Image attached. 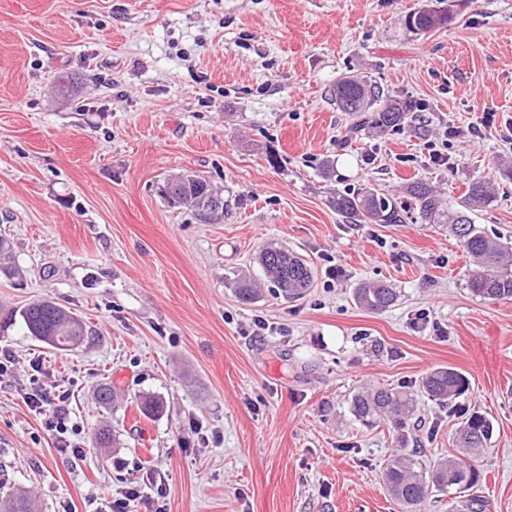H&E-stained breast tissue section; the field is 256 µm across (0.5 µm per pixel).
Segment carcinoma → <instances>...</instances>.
Returning <instances> with one entry per match:
<instances>
[{
    "label": "carcinoma",
    "mask_w": 512,
    "mask_h": 512,
    "mask_svg": "<svg viewBox=\"0 0 512 512\" xmlns=\"http://www.w3.org/2000/svg\"><path fill=\"white\" fill-rule=\"evenodd\" d=\"M448 23V13L428 5L405 16L407 31L422 35ZM337 108L352 115L347 137L366 127L401 129L412 121L411 105L358 75L341 77L332 90ZM179 196L162 188L170 204L195 212L203 221L215 220L224 212H209L203 197L214 192L211 184L193 175L175 183ZM405 199L366 185L338 191L328 203L351 224H400L409 211L417 213L424 224H448L462 242L473 268L466 286L473 295L498 300H512V242H502L488 235L472 222L468 213L486 207L495 199L492 184L483 179L472 180L466 193L452 208L442 201L430 183L414 180L404 188ZM259 263L278 294L287 300L301 297L311 286L314 273L297 253L286 247L266 246L259 253ZM0 276L22 280L23 270L16 264L12 243L0 236ZM356 303L372 312H383L398 301L396 289L380 282L362 283L353 291ZM30 335L60 350L79 346L86 335L83 321L71 311L50 299L34 301L18 311ZM464 375L451 368H438L426 374L419 390L442 405H451L466 390ZM356 419L365 423L384 421L395 434L397 443L409 451L396 456L385 469L384 483L389 495L402 512H420L430 490L441 493L464 492L477 486L482 478L479 458L493 433V424L485 415L474 411L466 416L458 429L459 454L434 462L431 470L423 467L422 442L411 436L416 412V398L411 389H362L350 401ZM414 447H409V443ZM0 512H40L37 502L22 489L0 494Z\"/></svg>",
    "instance_id": "1"
}]
</instances>
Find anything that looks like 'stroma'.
Instances as JSON below:
<instances>
[{"mask_svg": "<svg viewBox=\"0 0 512 512\" xmlns=\"http://www.w3.org/2000/svg\"><path fill=\"white\" fill-rule=\"evenodd\" d=\"M426 4L447 26L409 33ZM0 55V236L25 273L0 278V305L49 298L87 330L57 350L0 325L14 357L1 486L42 512H93L131 485L130 512H401L383 483L398 444L357 421L351 397L450 367L469 388L452 408L420 396L425 457L454 450L461 411L485 414L472 494L512 512V300L471 294L450 225L350 224L328 205L339 189L398 195L418 179L454 204L482 177L497 200L470 217L512 240V0H0ZM346 73L421 106L425 130L347 138L328 95ZM442 140L440 166L427 145ZM187 172L222 189L219 223L162 196ZM268 243L313 267L303 298L275 295L256 260ZM244 278L254 303L235 294ZM364 280L397 288V305L358 307ZM422 309L431 323L413 327ZM36 358L47 387L72 393L79 456L63 459L23 402ZM148 395L163 403L151 417ZM469 495L435 494L423 512H466Z\"/></svg>", "mask_w": 512, "mask_h": 512, "instance_id": "obj_1", "label": "stroma"}]
</instances>
